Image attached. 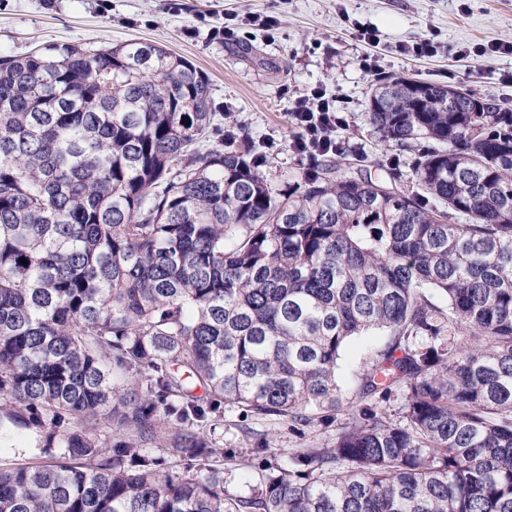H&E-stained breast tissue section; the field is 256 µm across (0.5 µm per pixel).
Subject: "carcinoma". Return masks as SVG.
<instances>
[{
  "label": "carcinoma",
  "mask_w": 512,
  "mask_h": 512,
  "mask_svg": "<svg viewBox=\"0 0 512 512\" xmlns=\"http://www.w3.org/2000/svg\"><path fill=\"white\" fill-rule=\"evenodd\" d=\"M209 100L153 42L0 57V512H512V109L397 78L368 120L413 188L339 156L277 189L192 150ZM371 330L332 446L225 490L224 407L335 422ZM388 339L386 332L370 331L352 337L345 345L336 368V380L344 409L355 399L363 374L367 372Z\"/></svg>",
  "instance_id": "obj_1"
}]
</instances>
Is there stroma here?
Returning <instances> with one entry per match:
<instances>
[{
  "label": "stroma",
  "instance_id": "35a3bbf8",
  "mask_svg": "<svg viewBox=\"0 0 512 512\" xmlns=\"http://www.w3.org/2000/svg\"><path fill=\"white\" fill-rule=\"evenodd\" d=\"M272 13L281 20L275 40L262 33L238 35L218 42L207 35L209 25L225 16ZM378 30L379 45L359 41L357 26ZM439 32L442 48L434 56L409 59L396 48ZM132 39L159 43L189 60L208 79L213 130L206 141L215 148L232 136L246 137L266 162L261 171L278 188L306 166L290 144L297 134L288 122L295 99L316 86L335 94L344 124L336 131L350 156L366 157L376 177L396 171L408 178L413 152L387 147L368 123V99L375 84L404 76L459 87L478 97L512 104V57H466L464 45L512 41V0H186L174 11L169 0H0V53L20 56L52 44H81L93 49ZM373 55L375 71L365 72L360 59ZM388 336L371 331L352 337L336 368L343 404L353 401L364 373ZM267 431L277 441L266 459L251 453L250 432ZM226 462V489L246 496L256 484L263 463L287 464L297 448L332 444L335 427L292 429L287 420L245 416L225 409L218 431Z\"/></svg>",
  "mask_w": 512,
  "mask_h": 512
}]
</instances>
